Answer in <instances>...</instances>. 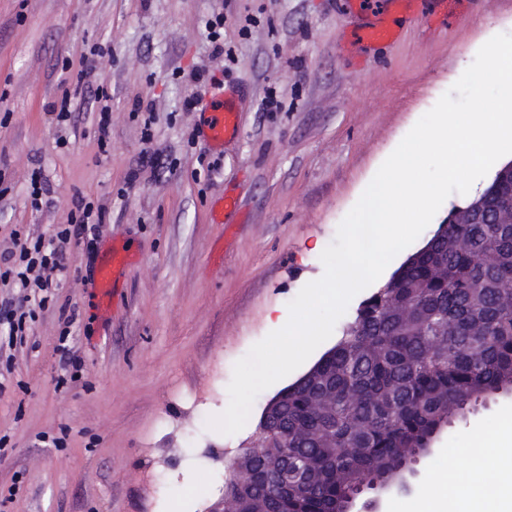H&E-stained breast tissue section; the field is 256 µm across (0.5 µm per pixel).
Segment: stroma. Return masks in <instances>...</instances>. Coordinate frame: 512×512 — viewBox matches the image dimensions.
Segmentation results:
<instances>
[{"label":"stroma","mask_w":512,"mask_h":512,"mask_svg":"<svg viewBox=\"0 0 512 512\" xmlns=\"http://www.w3.org/2000/svg\"><path fill=\"white\" fill-rule=\"evenodd\" d=\"M438 12L424 0L367 45L350 0H0V252L51 238L74 198L104 214L93 241L66 245L68 272L23 340L0 349V512H172L194 475L209 489L190 512L219 499L292 382L221 434L208 420L235 362L323 276L338 225L419 118L512 33V0H465L454 23ZM219 92L239 129L217 148L203 108ZM67 93L77 110L60 125L47 107ZM228 197L239 211L211 223ZM116 248L130 261L104 314L95 288ZM507 413L512 394H498L453 423L381 512H415L427 475L462 470L464 447Z\"/></svg>","instance_id":"35a3bbf8"}]
</instances>
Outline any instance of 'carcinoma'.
<instances>
[{
	"mask_svg": "<svg viewBox=\"0 0 512 512\" xmlns=\"http://www.w3.org/2000/svg\"><path fill=\"white\" fill-rule=\"evenodd\" d=\"M480 197L486 216L446 217L435 245L410 254L318 361L336 405L320 414L310 384L288 386L278 424L259 426L253 471L225 479V496L270 495L266 462L286 456L300 471L310 458L322 466L318 487L270 503L277 512H335L354 488L380 490L392 470L391 485L402 486L405 464L430 451L459 403L512 390V223H492L512 181H492ZM486 253L490 265L478 261Z\"/></svg>",
	"mask_w": 512,
	"mask_h": 512,
	"instance_id": "carcinoma-1",
	"label": "carcinoma"
}]
</instances>
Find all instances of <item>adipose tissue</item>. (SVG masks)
I'll return each instance as SVG.
<instances>
[{
	"label": "adipose tissue",
	"mask_w": 512,
	"mask_h": 512,
	"mask_svg": "<svg viewBox=\"0 0 512 512\" xmlns=\"http://www.w3.org/2000/svg\"><path fill=\"white\" fill-rule=\"evenodd\" d=\"M465 453V471L430 475L417 512H512V414L492 436H477ZM492 471L498 475L493 482L487 479Z\"/></svg>",
	"instance_id": "ef3b65f1"
}]
</instances>
